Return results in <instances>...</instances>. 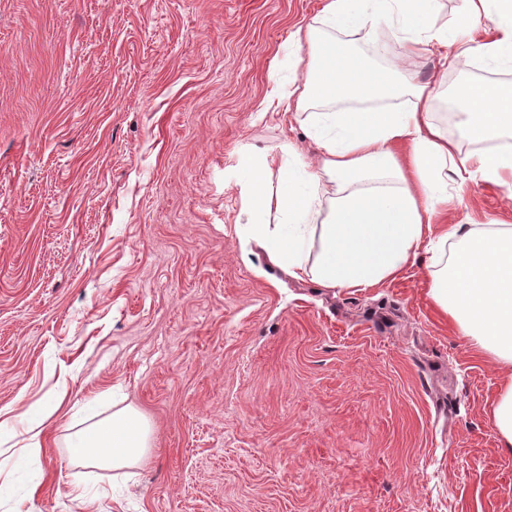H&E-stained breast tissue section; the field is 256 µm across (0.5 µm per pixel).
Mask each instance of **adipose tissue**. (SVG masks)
<instances>
[{"mask_svg":"<svg viewBox=\"0 0 512 512\" xmlns=\"http://www.w3.org/2000/svg\"><path fill=\"white\" fill-rule=\"evenodd\" d=\"M438 0H323L314 22L292 34L307 51L302 71L272 72L273 96L318 150L305 162L298 145L243 159L241 211L249 237L289 275L326 289H365L422 269L428 295L475 350L512 365V225L442 224L467 182L512 191V88L468 83L465 113L451 136L433 110L435 90L397 77L406 59L440 50L444 69L477 65L512 72V0H464L442 22ZM392 25L401 57L363 65L350 37ZM408 93L409 105L391 99ZM475 144L462 152L461 141ZM150 450V428L131 406L73 433L70 461L119 471Z\"/></svg>","mask_w":512,"mask_h":512,"instance_id":"ef3b65f1","label":"adipose tissue"}]
</instances>
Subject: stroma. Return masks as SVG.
Segmentation results:
<instances>
[{"instance_id": "35a3bbf8", "label": "stroma", "mask_w": 512, "mask_h": 512, "mask_svg": "<svg viewBox=\"0 0 512 512\" xmlns=\"http://www.w3.org/2000/svg\"><path fill=\"white\" fill-rule=\"evenodd\" d=\"M322 0H0V512H512L479 354L422 276L326 290L243 244L241 159L298 144L265 99ZM476 67L413 57L449 113ZM438 223L511 224L469 183ZM67 396L25 464L22 410ZM131 405L152 451L74 465Z\"/></svg>"}]
</instances>
